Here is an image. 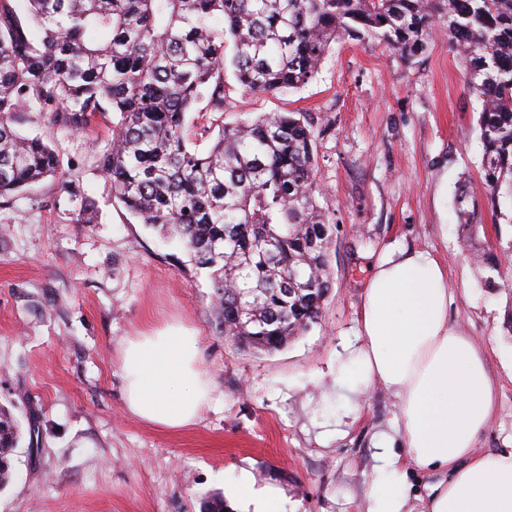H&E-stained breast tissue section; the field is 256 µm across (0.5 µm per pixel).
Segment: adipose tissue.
<instances>
[{"instance_id":"1","label":"adipose tissue","mask_w":512,"mask_h":512,"mask_svg":"<svg viewBox=\"0 0 512 512\" xmlns=\"http://www.w3.org/2000/svg\"><path fill=\"white\" fill-rule=\"evenodd\" d=\"M451 302L447 274L429 253L386 248L365 285L361 349L336 383L395 392L399 422L395 435H382L377 458L394 468L399 435L417 469L446 473L426 512H512V452L475 450L494 414L496 381L482 349L450 322ZM199 356L197 336L182 328L131 339L122 363L128 409L168 430L190 426L212 394Z\"/></svg>"}]
</instances>
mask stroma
<instances>
[{
  "label": "stroma",
  "mask_w": 512,
  "mask_h": 512,
  "mask_svg": "<svg viewBox=\"0 0 512 512\" xmlns=\"http://www.w3.org/2000/svg\"><path fill=\"white\" fill-rule=\"evenodd\" d=\"M224 109L200 103L184 136L203 151L221 126L262 113L308 112L316 132V198L333 229L332 289L309 331L283 350L238 347L216 329L210 281L183 246L112 197L92 153L111 130L58 132L52 145L80 197L48 178L0 203V406L19 421L0 512H206L241 472L277 488L285 512H368L382 475L375 445L394 434V393L345 399L336 375L360 346L368 265L385 248L430 252L453 294L451 322L484 351L497 400L477 451H512V226L497 222L480 178L479 100L465 89L448 31L401 61L377 38L333 43L313 80L251 94L224 76ZM468 181L478 246L460 243L455 192ZM180 325L199 338L212 386L195 424L167 430L133 415L121 359L128 341Z\"/></svg>",
  "instance_id": "35a3bbf8"
}]
</instances>
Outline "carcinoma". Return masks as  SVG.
<instances>
[{
    "mask_svg": "<svg viewBox=\"0 0 512 512\" xmlns=\"http://www.w3.org/2000/svg\"><path fill=\"white\" fill-rule=\"evenodd\" d=\"M0 0V200L60 175L58 130L88 132L112 112L94 155L112 195L142 223L179 239L208 273L217 330L273 353L320 317L330 290L332 225L315 196L306 112L264 113L219 130L205 154L184 137L207 100L224 110V68L254 94L297 91L336 39L374 36L405 61L430 28L448 29L481 102V178L495 218L512 223V0ZM231 56H226V49ZM47 116L48 137L14 129ZM465 238L473 202L456 191ZM20 439L0 408V489Z\"/></svg>",
    "mask_w": 512,
    "mask_h": 512,
    "instance_id": "carcinoma-1",
    "label": "carcinoma"
}]
</instances>
